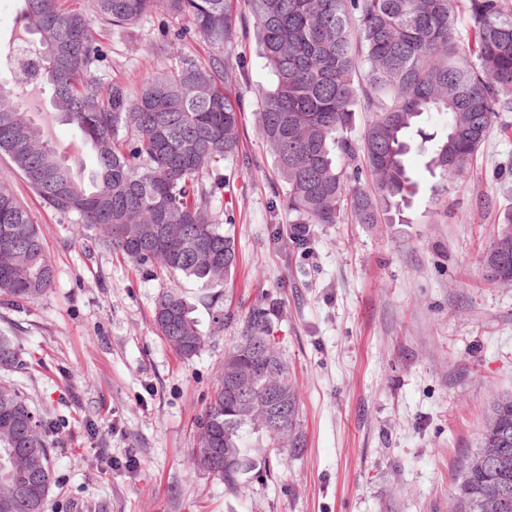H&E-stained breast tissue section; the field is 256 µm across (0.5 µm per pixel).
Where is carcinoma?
<instances>
[{"mask_svg":"<svg viewBox=\"0 0 512 512\" xmlns=\"http://www.w3.org/2000/svg\"><path fill=\"white\" fill-rule=\"evenodd\" d=\"M22 19L38 35L23 74L53 89L62 121L92 151L88 176L75 175L12 100L0 81V154L10 158L32 192L60 214L73 215L99 249L138 266L158 267L196 282L204 302L237 265L235 242L214 216L211 200L224 188L221 162L239 154V101L224 89V47L234 38L237 0H95L99 21L127 28L158 6L190 27L163 37L194 34L215 51L208 64L183 63L149 71L137 85L105 84L96 76L104 51L91 23L64 0H22ZM456 0H245L254 36L274 87L261 95L258 134L273 156L282 191L275 206L295 224H337L350 212L360 224L381 218L405 222L412 178L406 156L414 138L432 143L427 167L445 182L461 176L500 112H512V0H467L458 24ZM371 114L359 140L348 137L356 108ZM445 120L436 138L425 125ZM485 257L497 280L512 281V213ZM55 279L38 225L0 181V299L37 300ZM193 305L180 293L161 295L156 330L183 359L204 344ZM245 331L226 352L234 373L247 376L248 345L270 338L266 311L244 316ZM276 372L251 379L253 399H225L224 384L201 418L202 441L193 465L207 469L209 435L242 461L221 474L237 489L256 467L247 433L283 456L305 447L300 407L288 362L269 347ZM22 366L12 337L0 333V369ZM276 382L291 409L282 432L266 427L264 394ZM52 424L41 420L12 387L0 385V499L18 494L17 475L36 471L38 489L14 512H43L52 483ZM512 458V395L498 398L479 445L452 494L454 512H495L490 498L512 491V464L481 470L478 456Z\"/></svg>","mask_w":512,"mask_h":512,"instance_id":"1","label":"carcinoma"}]
</instances>
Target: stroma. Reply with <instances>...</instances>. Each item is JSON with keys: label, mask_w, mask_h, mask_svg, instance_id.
<instances>
[{"label": "stroma", "mask_w": 512, "mask_h": 512, "mask_svg": "<svg viewBox=\"0 0 512 512\" xmlns=\"http://www.w3.org/2000/svg\"><path fill=\"white\" fill-rule=\"evenodd\" d=\"M158 9L126 30L99 31L103 82L135 84L146 72L207 61L199 38L160 52ZM241 12L224 51V84L242 107L241 150L225 162L212 201L235 239L237 267L215 305L197 286L90 250L80 225L46 208L0 158V176L39 224L56 269L35 302H0V333L22 350L21 370L1 373L43 417L53 482L44 512H448V496L493 402L512 392V286L486 281L483 259L512 211V112L500 113L456 181L442 184L417 150V185L405 224H315L305 251L292 218L273 211L280 184L254 114L274 77ZM16 100L42 124L74 172L91 155L58 122L52 91L20 84ZM194 302L206 337L179 358L153 324L158 296ZM265 309L277 350L295 377L303 452L269 467L242 491L194 467L199 419L224 377V354L252 308ZM226 311L216 320V311Z\"/></svg>", "instance_id": "1"}]
</instances>
